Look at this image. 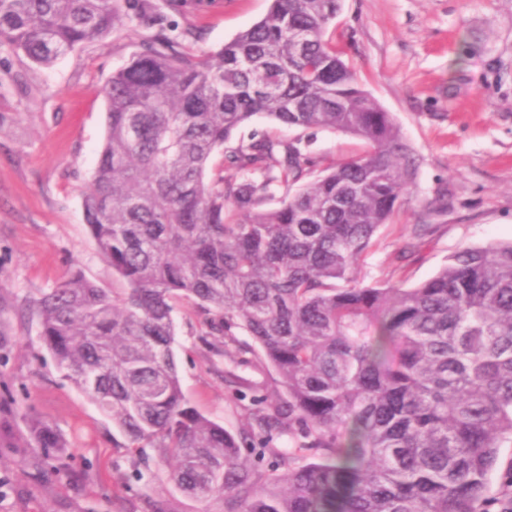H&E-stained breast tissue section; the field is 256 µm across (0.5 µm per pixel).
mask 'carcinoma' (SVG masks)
I'll use <instances>...</instances> for the list:
<instances>
[{
	"label": "carcinoma",
	"mask_w": 512,
	"mask_h": 512,
	"mask_svg": "<svg viewBox=\"0 0 512 512\" xmlns=\"http://www.w3.org/2000/svg\"><path fill=\"white\" fill-rule=\"evenodd\" d=\"M340 2L272 0L214 54L156 39L112 75L85 216L127 288L72 274L38 300L39 339L124 447L156 449L168 482L222 512H512V496L489 495L512 447V241L463 247L412 288L357 279L418 164L342 59ZM123 20L117 0H0V43L50 66ZM257 115L364 151L316 174L299 144L278 157L262 138L227 156L241 177L226 185L211 159ZM434 232L403 225V257ZM184 302L224 354L243 349L240 328L280 376L286 397L265 401L260 433L275 466L251 464L248 437L185 398ZM28 428L45 452L64 447L51 426Z\"/></svg>",
	"instance_id": "obj_1"
}]
</instances>
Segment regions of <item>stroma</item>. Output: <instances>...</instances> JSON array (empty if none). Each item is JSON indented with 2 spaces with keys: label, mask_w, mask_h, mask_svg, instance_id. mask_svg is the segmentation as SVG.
Segmentation results:
<instances>
[{
  "label": "stroma",
  "mask_w": 512,
  "mask_h": 512,
  "mask_svg": "<svg viewBox=\"0 0 512 512\" xmlns=\"http://www.w3.org/2000/svg\"><path fill=\"white\" fill-rule=\"evenodd\" d=\"M148 25L128 17L104 38L41 67L0 46V512H220L164 485L154 449L124 448L112 423L60 371L38 338L36 303L75 271L105 289L124 281L98 252L83 201L106 135L102 89L145 41L164 33L180 50L221 48L260 20L270 0H155ZM334 27L360 85L391 112L419 159L377 249L359 267L364 283L412 287L464 246L512 240V0H342ZM266 137L300 143L317 167L358 155L355 137L288 129L256 117L225 142L233 151ZM447 195L448 209L429 205ZM435 234L401 261L400 228ZM182 388L196 408L233 434L256 428L252 399L280 395L271 366L250 354L234 364L238 385L220 374L224 357L203 338L206 316L174 313ZM64 438V463L45 457L26 420Z\"/></svg>",
  "instance_id": "35a3bbf8"
}]
</instances>
